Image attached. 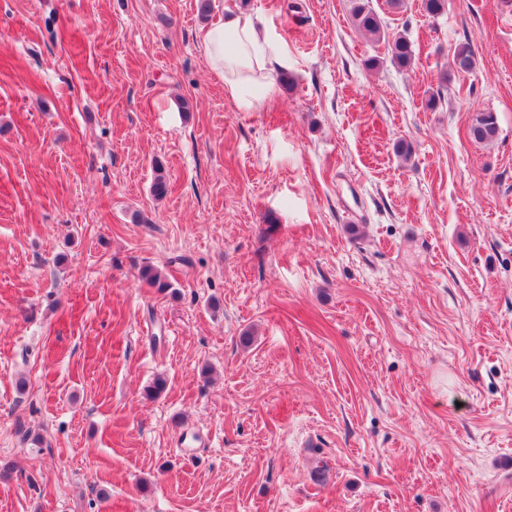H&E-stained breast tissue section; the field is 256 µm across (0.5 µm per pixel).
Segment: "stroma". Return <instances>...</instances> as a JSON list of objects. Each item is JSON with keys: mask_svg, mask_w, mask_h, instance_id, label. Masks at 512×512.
Listing matches in <instances>:
<instances>
[{"mask_svg": "<svg viewBox=\"0 0 512 512\" xmlns=\"http://www.w3.org/2000/svg\"><path fill=\"white\" fill-rule=\"evenodd\" d=\"M210 4L0 0V512H512V4ZM353 20L355 26L372 42L387 39L390 44L392 60L401 65H407L414 56L411 43L402 36H393L389 40L381 19L370 5L369 0H355L353 7ZM202 45L211 68L224 78V89L243 109H251L269 89L267 72L276 48L264 29L247 14L210 23ZM258 75V76H256ZM498 134L497 118L493 112H479L470 127V137L476 142H490Z\"/></svg>", "mask_w": 512, "mask_h": 512, "instance_id": "35a3bbf8", "label": "stroma"}]
</instances>
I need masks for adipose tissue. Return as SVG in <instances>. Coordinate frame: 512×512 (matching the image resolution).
Returning a JSON list of instances; mask_svg holds the SVG:
<instances>
[{"mask_svg": "<svg viewBox=\"0 0 512 512\" xmlns=\"http://www.w3.org/2000/svg\"><path fill=\"white\" fill-rule=\"evenodd\" d=\"M202 45L211 68L224 79V89L242 108H252L267 91V72L276 49L253 18L240 14L210 23L202 31Z\"/></svg>", "mask_w": 512, "mask_h": 512, "instance_id": "adipose-tissue-1", "label": "adipose tissue"}]
</instances>
